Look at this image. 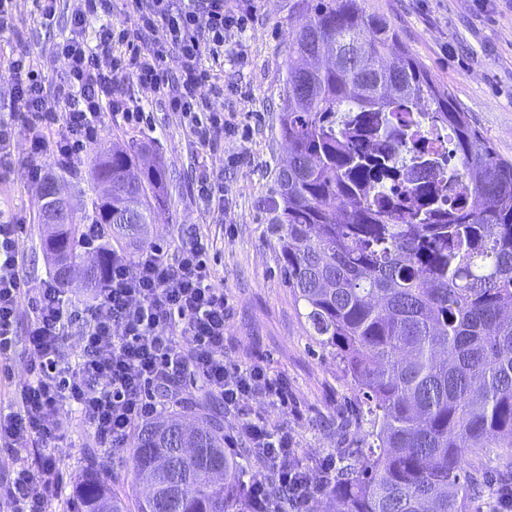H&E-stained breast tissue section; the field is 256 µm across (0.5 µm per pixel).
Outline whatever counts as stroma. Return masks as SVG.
<instances>
[{
  "label": "stroma",
  "mask_w": 512,
  "mask_h": 512,
  "mask_svg": "<svg viewBox=\"0 0 512 512\" xmlns=\"http://www.w3.org/2000/svg\"><path fill=\"white\" fill-rule=\"evenodd\" d=\"M311 0H256V10L244 31L231 34L220 57L204 55L202 66L224 83L215 110L237 115L239 131L212 147L194 141L183 120L169 112L164 93L143 85L136 76L119 75L127 103L148 113L150 123L132 125L122 113L105 116L99 143L146 146L160 157L165 172L167 205L145 239L124 242L130 256L159 245L168 257L189 245L192 234L209 240L212 280L223 288L231 314L224 325V358L233 363L264 361L288 385L287 407L254 404L276 426L288 427L298 440V458L312 464L335 447L362 448L365 426L360 423L362 398L330 349L312 339L288 288L282 259L267 224L266 202L278 165L288 154L275 126L279 91L288 61V42L309 13ZM363 11L385 18L403 46L448 88L458 107L493 145L512 159V0H497L494 9L475 0H359ZM70 0H58L52 22H45L34 0H12L15 28L0 35V117L15 108L13 77L8 59L13 51L49 78L62 82L63 68L55 57L58 42L71 37ZM129 0H112L111 14L90 17L81 33L96 44L105 27L126 31L139 43L129 19ZM28 132L16 127L13 152L17 164L0 182V213L20 222L17 239L22 272L30 291H37L52 274L42 251L43 226L34 202L39 188L25 166ZM92 148L61 164L44 155L43 173H65L71 202L84 210L93 194L90 174ZM224 184V193L204 200L202 173ZM55 456L64 473V491L52 512H73L76 486L96 442L75 415ZM467 469L486 476L483 492L469 501V512H492L494 493L506 471L495 448L467 456Z\"/></svg>",
  "instance_id": "stroma-1"
}]
</instances>
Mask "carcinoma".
Returning a JSON list of instances; mask_svg holds the SVG:
<instances>
[{"instance_id":"obj_1","label":"carcinoma","mask_w":512,"mask_h":512,"mask_svg":"<svg viewBox=\"0 0 512 512\" xmlns=\"http://www.w3.org/2000/svg\"><path fill=\"white\" fill-rule=\"evenodd\" d=\"M280 98L290 152L267 203L270 233L311 336L367 406V447L334 449L340 467L323 495L336 512H467L480 483L466 453L512 458V159L358 0H314L289 42ZM402 102L455 134L451 206L431 175L447 161L401 148L415 136L414 124H394ZM405 171L415 208L396 189L361 193ZM92 179L90 209L44 241L60 288L77 259L88 285L104 282L112 241L141 235L165 206L161 165L123 145L95 150ZM87 224L100 225L94 251ZM197 417L138 428L122 461L137 488L125 495L92 457L74 512H242L240 485L256 474L224 450L220 408L206 402Z\"/></svg>"}]
</instances>
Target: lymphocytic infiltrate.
<instances>
[{"instance_id":"lymphocytic-infiltrate-1","label":"lymphocytic infiltrate","mask_w":512,"mask_h":512,"mask_svg":"<svg viewBox=\"0 0 512 512\" xmlns=\"http://www.w3.org/2000/svg\"><path fill=\"white\" fill-rule=\"evenodd\" d=\"M139 27L165 26L156 47L130 52L103 70L115 33L104 30L96 46L71 37L57 44L56 58L65 78L49 87L44 74L26 56L11 58L15 75L16 110L0 119V181L13 168L10 146L15 125L30 135L29 172L40 179L36 159L53 154L68 162L95 141L108 112L129 111L116 89L119 74L129 72L158 90H168L170 111L190 122V132L203 146L234 133L236 123L211 108L201 94L209 88L220 97L224 86L200 67L202 54H216L224 34L249 22L253 0L227 7L225 0H188L172 11L170 0H132ZM176 50L181 63L178 82H171L161 66L165 49ZM65 103L55 116L50 99ZM61 132H53L55 123ZM19 225L0 224V377L11 378L16 350L19 312L28 309L27 380L12 396L9 411L0 410V454L15 462L0 479V498L11 512H48L62 493L60 470L51 450L65 436L63 415L77 413L104 448L127 447L135 427L162 409L155 391L180 398L186 384L200 386L218 397L227 413L236 415L235 437L254 450L265 477L289 486L295 496L294 512H313L318 496L331 482L336 467L325 457L319 471L301 468L293 460L295 439L287 430L271 426L265 415L249 413L252 400L281 406L288 402V386L271 376L262 362L230 363L224 358V323L228 302L223 289L213 285L207 272L208 244L203 238L181 250L176 262L150 248L129 257L112 250V269L104 287L94 289L89 305L66 301L54 281L30 292L19 266L16 236ZM78 330L80 344L72 359H64L62 346L70 330ZM41 443L34 462L19 460L21 450Z\"/></svg>"}]
</instances>
